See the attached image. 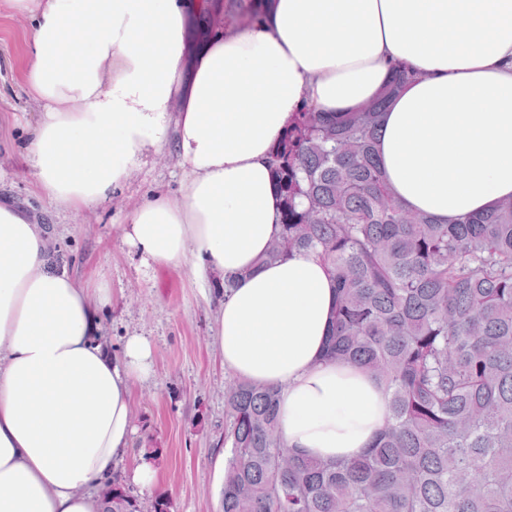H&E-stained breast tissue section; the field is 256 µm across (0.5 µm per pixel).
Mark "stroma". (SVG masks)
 <instances>
[{
  "mask_svg": "<svg viewBox=\"0 0 512 512\" xmlns=\"http://www.w3.org/2000/svg\"><path fill=\"white\" fill-rule=\"evenodd\" d=\"M26 19L0 22V196L34 214L47 230L56 262L84 279H105L112 306L103 328L113 347L137 332L154 347L153 373L134 381L131 456L153 450L160 482L152 493L130 488L140 512H154L166 496L171 512H218L217 490L230 455L217 356L214 285L194 282L187 271L150 269L122 241L127 215L152 193L177 195L183 170L170 151L133 171L111 198L73 214L34 194L22 144L39 118L19 72Z\"/></svg>",
  "mask_w": 512,
  "mask_h": 512,
  "instance_id": "stroma-1",
  "label": "stroma"
}]
</instances>
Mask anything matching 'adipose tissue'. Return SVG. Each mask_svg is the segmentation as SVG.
<instances>
[{"instance_id":"adipose-tissue-1","label":"adipose tissue","mask_w":512,"mask_h":512,"mask_svg":"<svg viewBox=\"0 0 512 512\" xmlns=\"http://www.w3.org/2000/svg\"><path fill=\"white\" fill-rule=\"evenodd\" d=\"M26 16L21 77L40 109L24 149L34 192L78 213L174 144L181 192L152 194L124 241L146 267L236 284L217 351L236 377L280 390L288 448H370L382 384L327 358L336 284L313 253L263 262L283 220L271 153L303 102L351 112L400 61L378 149L395 198L440 222L512 198V0H268L260 22L185 51L183 0H0ZM182 109L170 114L173 102ZM36 216L0 200V512H100L130 448L131 383L153 347L113 350L88 286L48 253Z\"/></svg>"}]
</instances>
